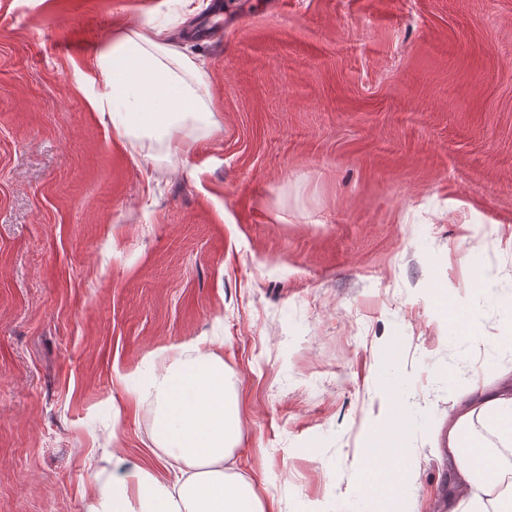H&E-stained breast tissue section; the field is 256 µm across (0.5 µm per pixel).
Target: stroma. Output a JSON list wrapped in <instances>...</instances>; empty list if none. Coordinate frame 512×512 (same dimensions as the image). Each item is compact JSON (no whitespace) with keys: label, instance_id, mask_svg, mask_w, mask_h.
Returning a JSON list of instances; mask_svg holds the SVG:
<instances>
[{"label":"stroma","instance_id":"stroma-1","mask_svg":"<svg viewBox=\"0 0 512 512\" xmlns=\"http://www.w3.org/2000/svg\"><path fill=\"white\" fill-rule=\"evenodd\" d=\"M223 2L215 40L212 0H0V512H82L115 443L162 472L119 378L180 344L223 355L273 512H361L392 402L437 512L449 414L512 381V0ZM161 24L218 114L187 149L117 141L81 80ZM438 304L441 310L448 311L458 321L459 329L463 331L465 335L480 336L474 326L473 318L465 309L448 304V299L445 295L441 296Z\"/></svg>","mask_w":512,"mask_h":512}]
</instances>
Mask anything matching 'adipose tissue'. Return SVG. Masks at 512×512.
Masks as SVG:
<instances>
[{
    "label": "adipose tissue",
    "instance_id": "adipose-tissue-1",
    "mask_svg": "<svg viewBox=\"0 0 512 512\" xmlns=\"http://www.w3.org/2000/svg\"><path fill=\"white\" fill-rule=\"evenodd\" d=\"M94 70L91 105L118 140L163 141L189 118L218 124L201 63L162 29H129L95 57ZM140 395L155 407L154 441L170 475L159 479L128 465L122 448L105 449L82 512H269L266 497L228 465L239 410L220 353L181 346L168 367L143 381ZM404 431L396 407L374 430L356 476L369 512H410L404 489L416 476L401 446ZM444 438L448 512H512V388L464 402Z\"/></svg>",
    "mask_w": 512,
    "mask_h": 512
}]
</instances>
